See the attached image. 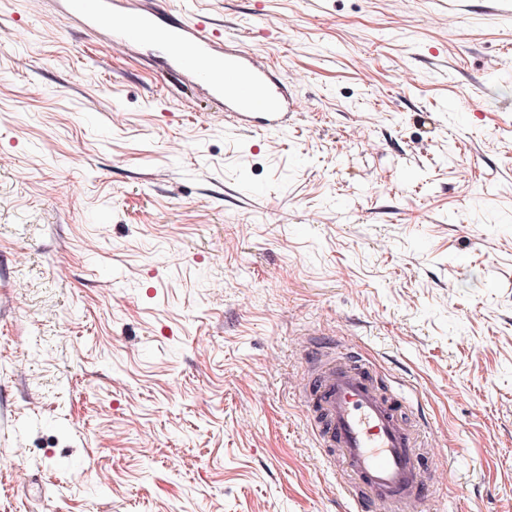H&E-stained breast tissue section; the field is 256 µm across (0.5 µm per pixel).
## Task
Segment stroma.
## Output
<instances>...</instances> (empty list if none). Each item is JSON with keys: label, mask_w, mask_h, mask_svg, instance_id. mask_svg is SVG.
<instances>
[{"label": "stroma", "mask_w": 512, "mask_h": 512, "mask_svg": "<svg viewBox=\"0 0 512 512\" xmlns=\"http://www.w3.org/2000/svg\"><path fill=\"white\" fill-rule=\"evenodd\" d=\"M305 107L0 0V512H345L299 401L357 356L438 512H512V0H170Z\"/></svg>", "instance_id": "1"}]
</instances>
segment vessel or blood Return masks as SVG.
Returning a JSON list of instances; mask_svg holds the SVG:
<instances>
[{"label":"vessel or blood","instance_id":"obj_1","mask_svg":"<svg viewBox=\"0 0 512 512\" xmlns=\"http://www.w3.org/2000/svg\"><path fill=\"white\" fill-rule=\"evenodd\" d=\"M73 27L104 34L111 48L161 53L171 75L207 88L232 131L287 132L300 99L272 77L269 58L245 39H229L215 19L182 15L158 0H58ZM328 459H339L357 512H424L431 476L424 438L399 399L357 362L320 358L304 395Z\"/></svg>","mask_w":512,"mask_h":512}]
</instances>
